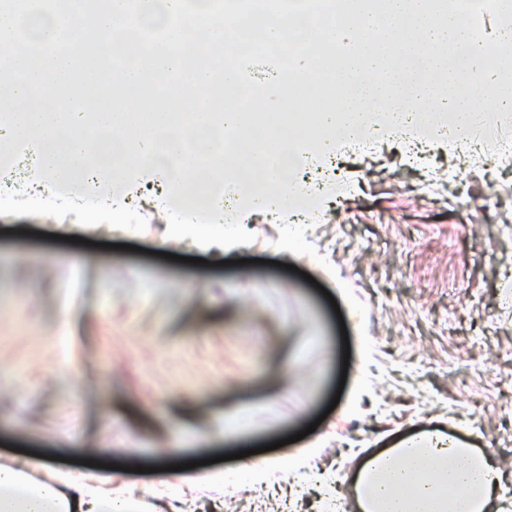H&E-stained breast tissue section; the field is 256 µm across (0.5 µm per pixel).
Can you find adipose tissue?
Returning <instances> with one entry per match:
<instances>
[{
  "label": "adipose tissue",
  "instance_id": "obj_1",
  "mask_svg": "<svg viewBox=\"0 0 512 512\" xmlns=\"http://www.w3.org/2000/svg\"><path fill=\"white\" fill-rule=\"evenodd\" d=\"M361 512H512L499 466L440 432L368 456L353 475ZM114 477L55 473L46 460L0 466V512H142Z\"/></svg>",
  "mask_w": 512,
  "mask_h": 512
}]
</instances>
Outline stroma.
<instances>
[{
  "instance_id": "1",
  "label": "stroma",
  "mask_w": 512,
  "mask_h": 512,
  "mask_svg": "<svg viewBox=\"0 0 512 512\" xmlns=\"http://www.w3.org/2000/svg\"><path fill=\"white\" fill-rule=\"evenodd\" d=\"M337 163L350 189L316 210L312 257L277 250L278 225L258 215L229 266L159 240L158 205L140 235L0 216V463L118 464L155 512H319V475L356 512L353 450L438 427L512 475V162L424 139L411 159L385 137ZM271 443L284 460L309 453L302 497L260 487L235 458L261 462ZM169 456L199 462L209 496H157Z\"/></svg>"
}]
</instances>
